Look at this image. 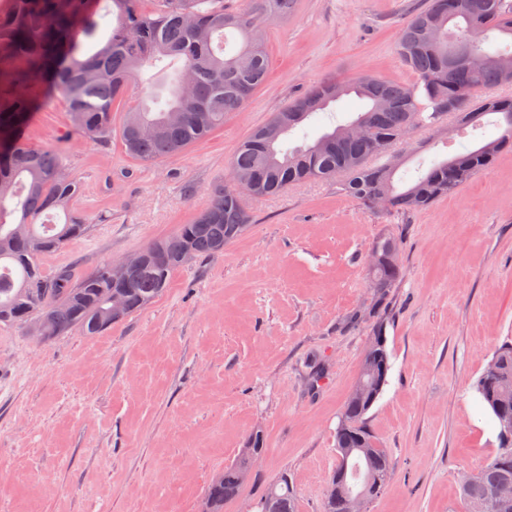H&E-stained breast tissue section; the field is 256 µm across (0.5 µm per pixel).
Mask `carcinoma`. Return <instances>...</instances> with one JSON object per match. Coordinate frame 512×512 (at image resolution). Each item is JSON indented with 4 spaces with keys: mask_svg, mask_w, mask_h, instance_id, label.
<instances>
[{
    "mask_svg": "<svg viewBox=\"0 0 512 512\" xmlns=\"http://www.w3.org/2000/svg\"><path fill=\"white\" fill-rule=\"evenodd\" d=\"M295 0H259L256 12L224 7V0H12L0 16V323L41 326L45 339L79 330L95 336L112 326L103 318L108 298L117 291L130 316L166 288L172 274L189 260L224 251L250 223L246 197H274L307 180L342 179L341 190L368 209L385 195L383 208L411 213L429 207L512 150V98L478 92L512 85V42L497 45L496 33L512 39L508 0H432L403 28L398 53L416 75L409 84L364 74L362 81L328 78L288 107L273 113L241 144L232 162L233 186L218 191L192 223L143 248L147 263L112 282L111 263L77 278L61 269L50 276L43 258L87 230L84 216L72 210L77 182L61 176L67 156L63 142L41 149L21 142L18 130L47 89L63 96L72 119L70 134L107 145L112 140V111L128 100L146 67L168 57L181 65L165 74L158 89L129 107L120 137L125 150L142 162L177 155L224 125L241 110L266 78L268 58L262 29L292 10ZM112 17L108 34L102 20ZM467 49L495 63L467 69L457 63ZM355 94L365 109L310 144L282 149L283 139L342 97ZM299 119L283 126L285 115ZM463 126L477 127L487 114L501 116L499 137L434 163L404 188L395 185L400 161L388 150L411 126L433 127L448 113ZM360 122L369 138H343L341 131ZM403 277L401 266L370 274V287L384 292ZM474 390L494 419L512 413V342L495 353ZM372 404L346 403L336 428L341 456L322 512H346L349 480L361 472L386 483L391 459L371 431L365 415ZM373 445L368 462L348 451L359 442ZM263 454V438L252 434L237 460L207 486L201 512H224L237 498L241 473L254 455ZM512 481V454L497 448L461 488L466 512H498L496 486ZM258 512H298L295 493L284 476L260 498Z\"/></svg>",
    "mask_w": 512,
    "mask_h": 512,
    "instance_id": "cac0c4a2",
    "label": "carcinoma"
}]
</instances>
